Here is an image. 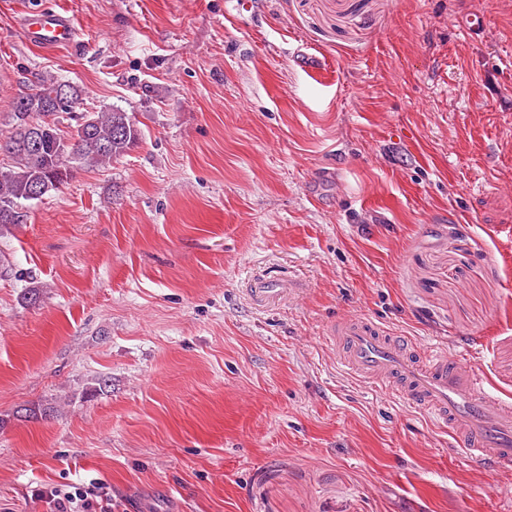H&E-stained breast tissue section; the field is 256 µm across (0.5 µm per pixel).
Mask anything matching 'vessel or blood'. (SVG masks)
Segmentation results:
<instances>
[{
	"instance_id": "obj_1",
	"label": "vessel or blood",
	"mask_w": 512,
	"mask_h": 512,
	"mask_svg": "<svg viewBox=\"0 0 512 512\" xmlns=\"http://www.w3.org/2000/svg\"><path fill=\"white\" fill-rule=\"evenodd\" d=\"M75 35L64 12L35 13L24 19V36L55 47ZM338 362L352 375L394 391L408 405L431 413L452 430L454 447L499 471L512 469V404L486 391L483 375L462 356L436 344L382 331L370 321L344 324L334 338Z\"/></svg>"
}]
</instances>
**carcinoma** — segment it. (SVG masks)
Here are the masks:
<instances>
[{
	"label": "carcinoma",
	"instance_id": "carcinoma-1",
	"mask_svg": "<svg viewBox=\"0 0 512 512\" xmlns=\"http://www.w3.org/2000/svg\"><path fill=\"white\" fill-rule=\"evenodd\" d=\"M83 105L82 90L52 75L35 82L9 113L8 148L0 150V232L29 219L26 203L68 182L77 168L120 159L135 148L142 131L121 109L86 112L76 133L60 128Z\"/></svg>",
	"mask_w": 512,
	"mask_h": 512
}]
</instances>
